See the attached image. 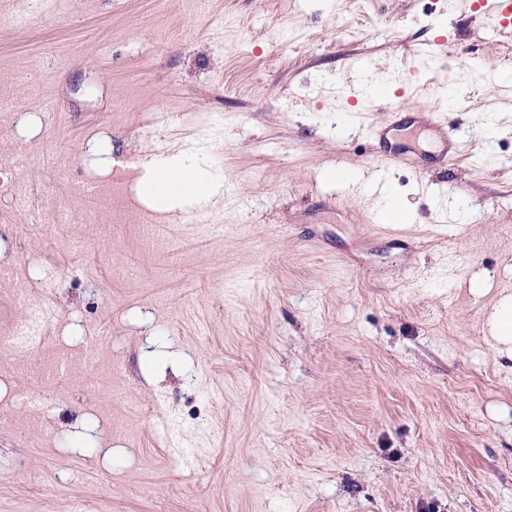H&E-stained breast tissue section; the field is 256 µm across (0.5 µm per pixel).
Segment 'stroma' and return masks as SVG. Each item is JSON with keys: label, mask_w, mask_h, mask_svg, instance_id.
Wrapping results in <instances>:
<instances>
[{"label": "stroma", "mask_w": 512, "mask_h": 512, "mask_svg": "<svg viewBox=\"0 0 512 512\" xmlns=\"http://www.w3.org/2000/svg\"><path fill=\"white\" fill-rule=\"evenodd\" d=\"M471 3L0 0V335L55 311L0 351V512H512V34ZM396 107L469 155L380 164ZM199 146L220 235L140 191ZM431 127L442 136L446 148L440 153L436 161L447 164L453 160V157L458 153L461 143L455 133L452 131L448 133L447 123L443 120H434L430 123ZM491 337L508 349L512 345V304L501 300L492 304L489 317Z\"/></svg>", "instance_id": "obj_1"}]
</instances>
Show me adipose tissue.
<instances>
[{"instance_id":"obj_1","label":"adipose tissue","mask_w":512,"mask_h":512,"mask_svg":"<svg viewBox=\"0 0 512 512\" xmlns=\"http://www.w3.org/2000/svg\"><path fill=\"white\" fill-rule=\"evenodd\" d=\"M204 163V156L192 150L157 160L141 189L146 196L164 201L169 211L184 201L209 206L221 197L223 178L206 170Z\"/></svg>"}]
</instances>
